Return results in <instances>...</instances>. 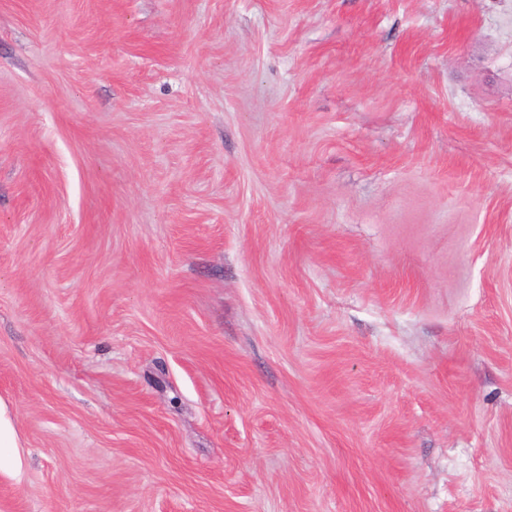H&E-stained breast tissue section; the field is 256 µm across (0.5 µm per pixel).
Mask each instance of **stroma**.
<instances>
[{"label": "stroma", "instance_id": "35a3bbf8", "mask_svg": "<svg viewBox=\"0 0 512 512\" xmlns=\"http://www.w3.org/2000/svg\"><path fill=\"white\" fill-rule=\"evenodd\" d=\"M0 512H512V0H0ZM22 448L12 409L0 398V475L20 478L24 466Z\"/></svg>", "mask_w": 512, "mask_h": 512}]
</instances>
